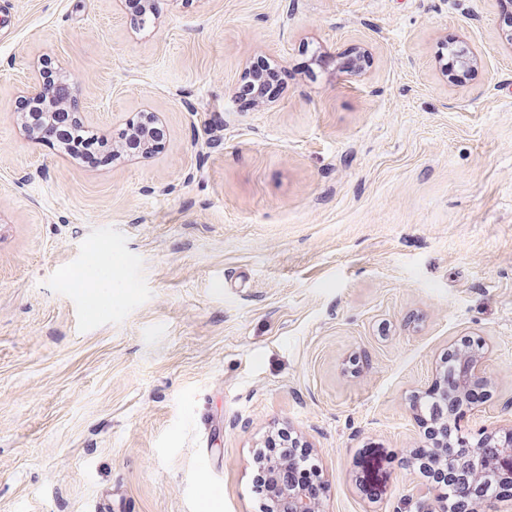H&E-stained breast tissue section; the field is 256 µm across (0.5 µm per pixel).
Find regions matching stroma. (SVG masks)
Returning <instances> with one entry per match:
<instances>
[{"label": "stroma", "instance_id": "1", "mask_svg": "<svg viewBox=\"0 0 512 512\" xmlns=\"http://www.w3.org/2000/svg\"><path fill=\"white\" fill-rule=\"evenodd\" d=\"M510 33L512 0H0V512H260L277 428L323 512H431L403 459L449 350L487 349L459 434L512 427ZM259 55L287 77L246 109ZM43 62L98 135L159 113L158 152L30 142ZM69 138L67 140H59L65 145V150L75 160H80L83 164L89 167H105L112 164V154L106 153L101 150L92 148L90 146L98 144L97 138L102 139L88 130H86L80 121H72L71 129L68 131ZM79 141L81 144H88L82 146L76 144ZM75 144L76 146H73Z\"/></svg>", "mask_w": 512, "mask_h": 512}]
</instances>
